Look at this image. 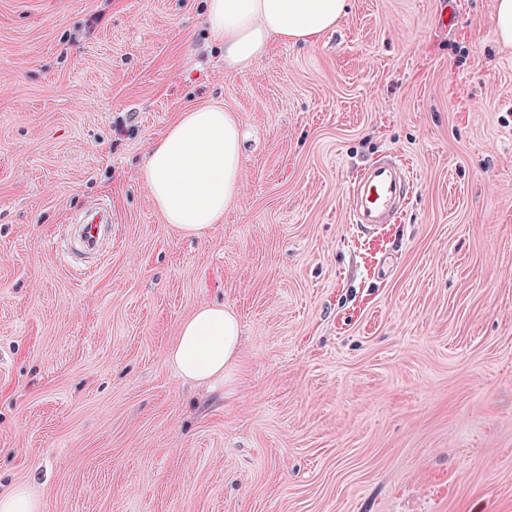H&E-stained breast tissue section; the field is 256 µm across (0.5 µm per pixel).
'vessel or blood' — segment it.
<instances>
[{
    "mask_svg": "<svg viewBox=\"0 0 512 512\" xmlns=\"http://www.w3.org/2000/svg\"><path fill=\"white\" fill-rule=\"evenodd\" d=\"M404 189L405 180L396 159L370 164L351 192L355 223L367 229L387 223ZM109 219L110 212L103 205L89 207L77 216L78 236L85 249H99L103 228Z\"/></svg>",
    "mask_w": 512,
    "mask_h": 512,
    "instance_id": "vessel-or-blood-1",
    "label": "vessel or blood"
}]
</instances>
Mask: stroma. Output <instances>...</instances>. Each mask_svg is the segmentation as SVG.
I'll return each mask as SVG.
<instances>
[{
    "label": "stroma",
    "mask_w": 512,
    "mask_h": 512,
    "mask_svg": "<svg viewBox=\"0 0 512 512\" xmlns=\"http://www.w3.org/2000/svg\"><path fill=\"white\" fill-rule=\"evenodd\" d=\"M347 0L229 73L206 0H0V494L41 512H512V49L495 0ZM244 132L220 224L142 179L182 112ZM410 183L349 219L365 168ZM112 207L101 251L73 221ZM204 303L245 369L166 359ZM404 189L405 180L396 159L370 164L351 191L355 224L369 229L392 223L389 218L396 210ZM39 509V503L21 488L0 498L1 512H39Z\"/></svg>",
    "instance_id": "obj_1"
}]
</instances>
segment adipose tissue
Instances as JSON below:
<instances>
[{"instance_id": "ef3b65f1", "label": "adipose tissue", "mask_w": 512, "mask_h": 512, "mask_svg": "<svg viewBox=\"0 0 512 512\" xmlns=\"http://www.w3.org/2000/svg\"><path fill=\"white\" fill-rule=\"evenodd\" d=\"M206 7L231 73L250 68L272 41L314 43L336 26L346 0H207ZM241 143L236 114L211 104L183 113L152 144L143 179L166 223L199 235L221 221L241 186ZM167 359L181 379L220 382L243 363L236 314L200 306L182 323Z\"/></svg>"}]
</instances>
